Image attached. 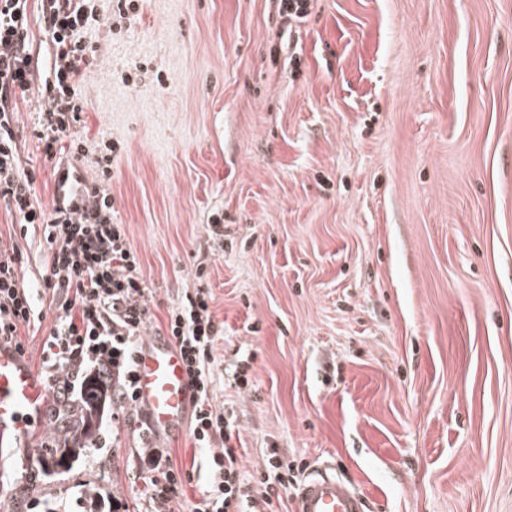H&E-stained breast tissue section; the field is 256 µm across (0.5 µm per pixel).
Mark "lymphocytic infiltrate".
Listing matches in <instances>:
<instances>
[{
	"label": "lymphocytic infiltrate",
	"mask_w": 512,
	"mask_h": 512,
	"mask_svg": "<svg viewBox=\"0 0 512 512\" xmlns=\"http://www.w3.org/2000/svg\"><path fill=\"white\" fill-rule=\"evenodd\" d=\"M40 20L52 46L49 68H42L29 40L28 0H0V201L17 216L21 230L40 231L45 242L42 275L45 293L58 312L43 343L41 363L49 383L53 414L81 391L88 373L108 380L112 407L130 414L142 446L138 477L150 503L160 507L183 493L193 475L158 447L157 435L138 408L136 361L141 338L151 321L145 301L147 286L122 225L112 218V197L98 186L78 182L71 168L56 167L61 195L52 209L35 201L36 173L19 167L14 130L17 101L34 82H41V105L35 134L46 159L56 145L69 140L83 122L84 102L74 86L81 67L95 49L79 38L90 21L86 0H39ZM25 253L20 246L0 245V344L25 355L20 328L41 316L39 302L20 276ZM208 289L172 307L158 333L177 344L188 375L197 388L191 415L196 447L210 452L211 477L192 512H239L253 497L239 473L231 444L235 426L213 400L212 365L219 329L209 306ZM296 467L269 453L259 469L264 507H272L279 490L295 481Z\"/></svg>",
	"instance_id": "1"
}]
</instances>
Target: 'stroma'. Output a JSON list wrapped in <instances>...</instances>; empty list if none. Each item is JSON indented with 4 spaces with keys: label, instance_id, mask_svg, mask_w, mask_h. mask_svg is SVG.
Instances as JSON below:
<instances>
[{
    "label": "stroma",
    "instance_id": "1",
    "mask_svg": "<svg viewBox=\"0 0 512 512\" xmlns=\"http://www.w3.org/2000/svg\"><path fill=\"white\" fill-rule=\"evenodd\" d=\"M87 7L82 149L59 157L93 183L113 147L106 189L149 331L209 288L242 477L275 449L299 480H349L370 512H512V0H314L290 27L278 0ZM39 105L18 100V139L49 208ZM40 308L19 332L36 371L57 317L51 297ZM237 369L248 387L230 386ZM55 437L0 447L11 512H88L98 493L147 512L111 410L69 467L38 461ZM157 443L193 472L169 505L189 512L208 452L187 433Z\"/></svg>",
    "mask_w": 512,
    "mask_h": 512
}]
</instances>
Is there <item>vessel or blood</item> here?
<instances>
[{
  "label": "vessel or blood",
  "mask_w": 512,
  "mask_h": 512,
  "mask_svg": "<svg viewBox=\"0 0 512 512\" xmlns=\"http://www.w3.org/2000/svg\"><path fill=\"white\" fill-rule=\"evenodd\" d=\"M138 396L154 430L177 433L187 424L197 391L169 337H149L137 359ZM47 389L11 349L0 347V447L27 439L41 422ZM364 496L335 474L322 472L299 488L296 512H367Z\"/></svg>",
  "instance_id": "vessel-or-blood-1"
}]
</instances>
